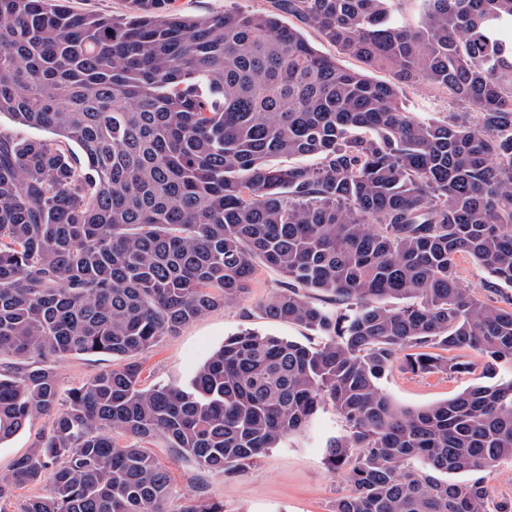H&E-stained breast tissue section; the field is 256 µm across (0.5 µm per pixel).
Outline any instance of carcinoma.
<instances>
[{
    "mask_svg": "<svg viewBox=\"0 0 512 512\" xmlns=\"http://www.w3.org/2000/svg\"><path fill=\"white\" fill-rule=\"evenodd\" d=\"M133 2L113 17L0 0V114L55 135L0 128V443L47 418L0 502L42 484L22 512H224L169 510L146 444L226 475L329 402L350 429L327 447L351 485L334 512H512L483 476L512 457V380L419 409L379 386L399 361L466 371L461 350L512 363V305L457 269L467 256L512 284V0H428L417 31L392 0H280L389 80L273 14ZM418 80L476 116L415 118L400 83ZM258 261L284 278L260 310L323 344L242 332L186 386L142 388L138 357L236 303ZM88 354L122 364L61 396L55 364Z\"/></svg>",
    "mask_w": 512,
    "mask_h": 512,
    "instance_id": "1",
    "label": "carcinoma"
}]
</instances>
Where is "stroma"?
Returning <instances> with one entry per match:
<instances>
[{
    "label": "stroma",
    "instance_id": "35a3bbf8",
    "mask_svg": "<svg viewBox=\"0 0 512 512\" xmlns=\"http://www.w3.org/2000/svg\"><path fill=\"white\" fill-rule=\"evenodd\" d=\"M172 7L191 20L227 11L275 12L284 25L299 29L321 54L336 58L346 69L363 68L356 59L339 54L314 28L302 24L292 14L278 12L277 0H174ZM401 92L406 110L419 119H442L458 109L446 94L420 83L405 85ZM282 282L280 273L258 266L248 291L238 303L208 312L175 334L162 337L139 357L143 387L186 385L226 337L244 330L312 347L322 344V337L316 333L296 324L268 319L260 312V303L278 291ZM457 358L472 362V369L461 374L417 376L397 365L383 376L379 385L397 406L419 408L453 398L475 384L512 378L510 363L498 364L487 373L475 363L472 351L458 352ZM112 364L111 357L105 355L66 357L56 365L59 386L66 390L79 385ZM348 433L344 418L332 405H324L302 433L283 439L278 447L265 450L252 463L227 476L199 469L193 461L175 455L163 440H153L151 447L171 472L168 506L173 512L186 498L195 496L221 503L224 512H333L337 499L348 492L350 482L346 474L330 469L327 445Z\"/></svg>",
    "mask_w": 512,
    "mask_h": 512
}]
</instances>
